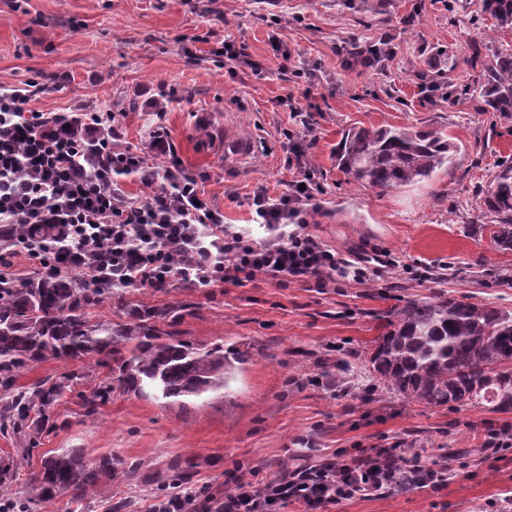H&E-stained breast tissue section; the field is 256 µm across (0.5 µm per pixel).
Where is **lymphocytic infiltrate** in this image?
I'll return each instance as SVG.
<instances>
[{"mask_svg":"<svg viewBox=\"0 0 512 512\" xmlns=\"http://www.w3.org/2000/svg\"><path fill=\"white\" fill-rule=\"evenodd\" d=\"M45 87L28 80L0 87V229L15 224L55 226V233L16 238L0 249V279L24 255L45 276L88 272L93 286L151 292L180 283L213 288L266 281L286 288L313 282L335 287L338 277L372 282L389 266L379 255L348 259L309 230L319 185L301 168L287 193L257 191L256 239L232 230L210 204L200 175L188 171L162 134L152 147L163 164L112 143V127L97 112H42L34 108ZM145 195L130 196L127 180ZM448 481V467L395 442L340 452L317 460L289 456L272 478L258 471L231 473L222 512H283L291 504L336 505L389 487H429Z\"/></svg>","mask_w":512,"mask_h":512,"instance_id":"lymphocytic-infiltrate-1","label":"lymphocytic infiltrate"}]
</instances>
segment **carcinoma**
Listing matches in <instances>:
<instances>
[{
    "label": "carcinoma",
    "mask_w": 512,
    "mask_h": 512,
    "mask_svg": "<svg viewBox=\"0 0 512 512\" xmlns=\"http://www.w3.org/2000/svg\"><path fill=\"white\" fill-rule=\"evenodd\" d=\"M482 12L512 28V0H482ZM481 67L475 90L481 109L512 120V53L489 54L482 43L469 46ZM458 147L445 129L411 126L353 127L341 134L333 157L345 176L372 190L418 184L453 164ZM495 247L512 251V161L498 165L480 201ZM112 295L87 284L75 272L22 283L0 282V378L14 379L27 367L47 361L85 362L111 367V377L94 387L87 405L96 408L105 393L180 403L208 393L224 394L234 363L224 348L196 347L169 330L174 309L137 305L124 320L94 324L88 308ZM375 339L366 373L374 383L408 402L430 407H474L512 412V312L458 299L409 300L394 308ZM86 372L63 375L29 391L0 397V429L12 425L25 447L35 449L45 413ZM13 468L0 470V495L23 504L60 497L84 498L104 492L121 474L110 457L89 459L79 449L47 457L21 488Z\"/></svg>",
    "instance_id": "cac0c4a2"
}]
</instances>
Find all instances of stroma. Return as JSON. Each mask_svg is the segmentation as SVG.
<instances>
[{"label": "stroma", "mask_w": 512, "mask_h": 512, "mask_svg": "<svg viewBox=\"0 0 512 512\" xmlns=\"http://www.w3.org/2000/svg\"><path fill=\"white\" fill-rule=\"evenodd\" d=\"M0 0V86L50 74L59 80L34 103L43 112L112 114L116 144L143 152L162 129L224 221L253 222L258 189L286 192L297 174L286 162L290 137L321 188L310 231L340 254L388 253L396 266L373 285L311 284L135 289L90 311L113 322L119 301L175 310L192 344L243 354L223 398L189 406L114 395L97 410L81 383L49 409L37 448L14 475L24 484L44 455L77 448L133 467L103 495L61 498L32 512H149L156 496L182 488L224 490L236 468L272 476L289 455L403 441L425 459L447 460L443 491L426 488L357 497L327 512H512V462L490 468L479 450L489 424L512 413L412 404L358 383L389 311L411 299L466 298L512 312V251L476 230L480 197L498 162L512 159V120L484 112L470 42L512 49V29L481 11V0ZM235 40L247 62L219 55ZM388 41L375 67L354 62L356 46ZM300 104L304 121L290 107ZM445 128L460 150L433 180L385 193L354 184L332 151L349 126ZM428 269L429 279L417 272Z\"/></svg>", "instance_id": "obj_1"}]
</instances>
